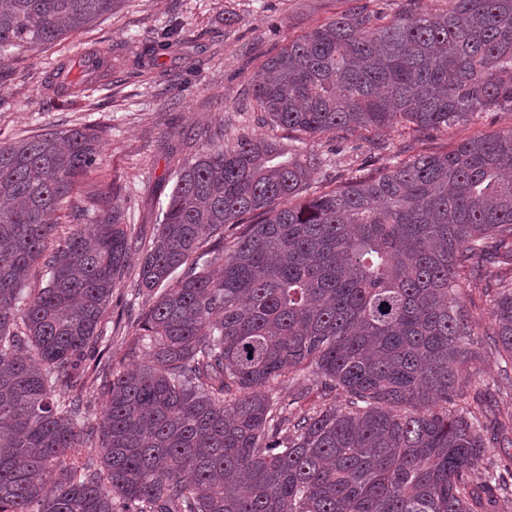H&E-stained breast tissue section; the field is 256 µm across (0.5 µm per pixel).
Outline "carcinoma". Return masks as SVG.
I'll return each mask as SVG.
<instances>
[{
  "instance_id": "1",
  "label": "carcinoma",
  "mask_w": 512,
  "mask_h": 512,
  "mask_svg": "<svg viewBox=\"0 0 512 512\" xmlns=\"http://www.w3.org/2000/svg\"><path fill=\"white\" fill-rule=\"evenodd\" d=\"M416 2L385 23L353 0L269 56L253 99L311 139L512 112V0ZM118 3L0 0V66ZM186 45L164 35L144 58ZM171 158L136 279L149 360L112 372L94 428L81 380L130 228L117 205L84 224L96 202L72 199L96 129L0 141V512H498L512 457L473 482L497 438L460 385L476 335L461 283L497 267L490 335L512 363V129L329 189L323 154L264 138ZM36 264L48 279L25 298ZM302 376L323 402L298 412L280 390Z\"/></svg>"
}]
</instances>
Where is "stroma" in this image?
Instances as JSON below:
<instances>
[{"label":"stroma","instance_id":"obj_1","mask_svg":"<svg viewBox=\"0 0 512 512\" xmlns=\"http://www.w3.org/2000/svg\"><path fill=\"white\" fill-rule=\"evenodd\" d=\"M349 0H123L112 14L56 44L0 67V139L15 141L49 130L98 128L101 161L74 194L94 199L99 213L119 205L137 246L151 243L156 217L176 182L169 151L191 142L206 149L201 132L223 128L224 143L264 137L281 148L302 137L265 122L251 96V78L289 38L347 10ZM176 32L193 45L190 57L170 54L143 68L133 62L150 40ZM112 54V70L91 75L82 93L59 105L46 86L61 63L78 51ZM512 128V112H479L445 130L356 131L324 136L328 173L344 181L362 175L365 161L381 167L413 154L446 152L474 136ZM136 267L112 293V317L99 341L115 369L148 358L131 348L135 317L148 299L136 295ZM497 417L512 415V370L491 339H482L469 363Z\"/></svg>","mask_w":512,"mask_h":512}]
</instances>
